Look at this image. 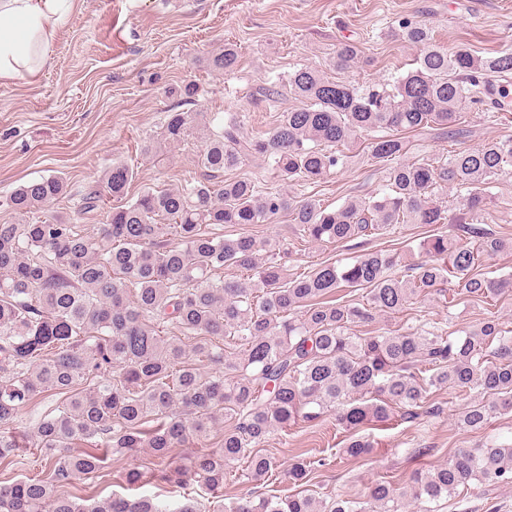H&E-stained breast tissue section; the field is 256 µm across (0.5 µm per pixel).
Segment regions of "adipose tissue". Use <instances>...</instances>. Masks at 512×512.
I'll list each match as a JSON object with an SVG mask.
<instances>
[{
  "label": "adipose tissue",
  "instance_id": "obj_1",
  "mask_svg": "<svg viewBox=\"0 0 512 512\" xmlns=\"http://www.w3.org/2000/svg\"><path fill=\"white\" fill-rule=\"evenodd\" d=\"M78 0H0V84L38 83Z\"/></svg>",
  "mask_w": 512,
  "mask_h": 512
}]
</instances>
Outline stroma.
Masks as SVG:
<instances>
[{"label": "stroma", "instance_id": "1", "mask_svg": "<svg viewBox=\"0 0 512 512\" xmlns=\"http://www.w3.org/2000/svg\"><path fill=\"white\" fill-rule=\"evenodd\" d=\"M404 21L425 24L436 43L451 51L464 46L479 56L512 52V0H80L41 81L0 84V197L19 183L59 173L71 192L54 202L52 212L70 216L83 228L103 224L106 210L80 211L78 193L112 161L132 167L133 196L146 187L175 188L199 178L198 141L173 147L161 137L168 112H220L237 119L242 137L267 135L282 112L298 104L286 84L294 69L310 66L333 80L363 86L405 73L416 50L394 36ZM347 41L358 46L361 59L354 68L339 70L331 60L337 46ZM228 43L239 54V66L229 76L210 65L212 56ZM189 81L197 85L198 94L187 103L178 89ZM261 86L274 89V97L258 95ZM508 138L512 112L496 118L488 106L471 104L464 123L453 130L432 127L409 133V155L429 159ZM149 143L157 146L156 155L144 153ZM355 152L347 168L302 187L283 184L266 161L254 158L227 175L334 209L346 200L377 193L383 183V164L363 146H356ZM491 192L480 225L512 239V173L499 176ZM211 231L227 238L276 237L286 244L294 239V226L285 214L270 224H222ZM441 231L452 235L456 227L404 224L391 237L324 244L286 254L283 261L295 273L326 260L347 264L369 251L405 256ZM484 316L483 304L460 300L449 305L432 295L378 316L354 332L365 336L437 322L458 336ZM464 401V395L446 387L431 395L429 413L416 421L396 418L363 427L360 434L372 448L359 459L342 455L347 434L337 427L333 412L298 422L275 432L264 452L283 461L302 453L321 455L329 458V465L315 470L301 487L282 472L256 484L236 470L225 474L222 495L284 497L301 490L327 499L359 498L379 480L404 486L412 474L444 463L458 449L512 439V413L491 418L476 432L459 430L455 414ZM149 462L144 449L113 454L97 488L77 479L66 491L94 502L114 494L148 495L167 505L169 512L187 498L204 496L198 483L178 484L158 473L128 484V471ZM432 510L512 512V486L483 483L474 492L433 503Z\"/></svg>", "mask_w": 512, "mask_h": 512}]
</instances>
